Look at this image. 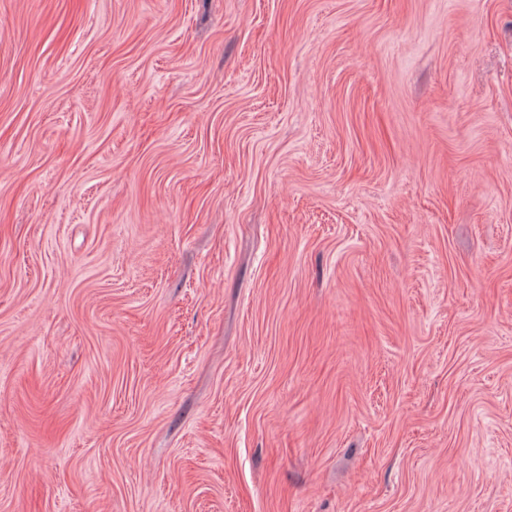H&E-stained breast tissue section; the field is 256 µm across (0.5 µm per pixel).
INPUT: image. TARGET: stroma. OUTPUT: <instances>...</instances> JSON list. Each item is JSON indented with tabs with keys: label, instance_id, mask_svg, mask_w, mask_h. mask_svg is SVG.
I'll use <instances>...</instances> for the list:
<instances>
[{
	"label": "stroma",
	"instance_id": "obj_1",
	"mask_svg": "<svg viewBox=\"0 0 512 512\" xmlns=\"http://www.w3.org/2000/svg\"><path fill=\"white\" fill-rule=\"evenodd\" d=\"M0 512H512V0H0Z\"/></svg>",
	"mask_w": 512,
	"mask_h": 512
}]
</instances>
